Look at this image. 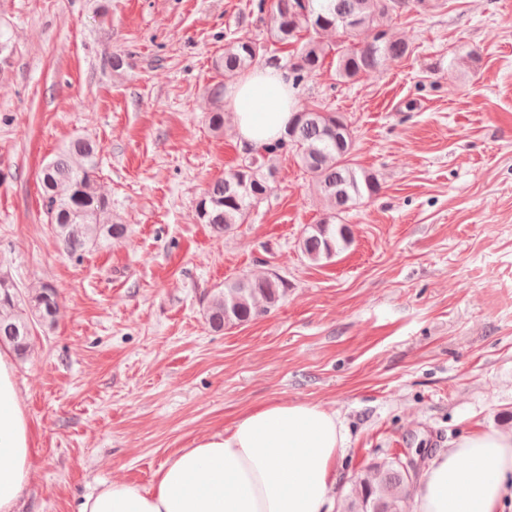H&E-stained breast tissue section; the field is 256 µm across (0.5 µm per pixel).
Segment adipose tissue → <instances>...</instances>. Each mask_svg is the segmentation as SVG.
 <instances>
[{
	"mask_svg": "<svg viewBox=\"0 0 512 512\" xmlns=\"http://www.w3.org/2000/svg\"><path fill=\"white\" fill-rule=\"evenodd\" d=\"M228 94L241 146L257 150L287 133L297 97L286 72L245 71ZM34 437L10 355L0 350V512H16L33 481ZM345 447L335 412L271 400L180 449L149 487L106 484L79 512H332ZM414 495L415 512H512V432L469 431L423 470Z\"/></svg>",
	"mask_w": 512,
	"mask_h": 512,
	"instance_id": "adipose-tissue-1",
	"label": "adipose tissue"
}]
</instances>
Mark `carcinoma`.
Returning a JSON list of instances; mask_svg holds the SVG:
<instances>
[{
    "mask_svg": "<svg viewBox=\"0 0 512 512\" xmlns=\"http://www.w3.org/2000/svg\"><path fill=\"white\" fill-rule=\"evenodd\" d=\"M406 6L395 0H306L304 5L299 0H273L266 25L274 42L295 46L290 74L295 86L316 75L333 50L336 76L351 81L380 72L387 63L410 53L409 44L392 38L382 28L384 18ZM328 31L339 38L334 48L321 40V34ZM261 58L272 67L279 63L255 39L241 34L226 40L224 54L215 66L230 78ZM283 152L299 159L329 206L318 223L306 228L300 248L315 264L329 261L352 243V231L343 222V214L378 195L381 186L357 162L347 117L317 104L298 106L286 138L247 153L241 163L212 180L197 203L198 218L218 237L244 223L251 210L273 191L272 160ZM99 153L97 142L78 138L41 170L48 223L55 226L63 250L71 256L80 257L126 231L124 224L112 218L111 202L97 189ZM12 288L13 284L0 279V336L9 335L11 328H28L32 316L54 321L58 302L49 286L23 304L14 300ZM286 292L285 283L275 274L228 280L208 307V322L218 331L227 324L249 322L275 306ZM413 485L410 470L401 460L377 463L353 481L344 512H404Z\"/></svg>",
    "mask_w": 512,
    "mask_h": 512,
    "instance_id": "carcinoma-1",
    "label": "carcinoma"
}]
</instances>
